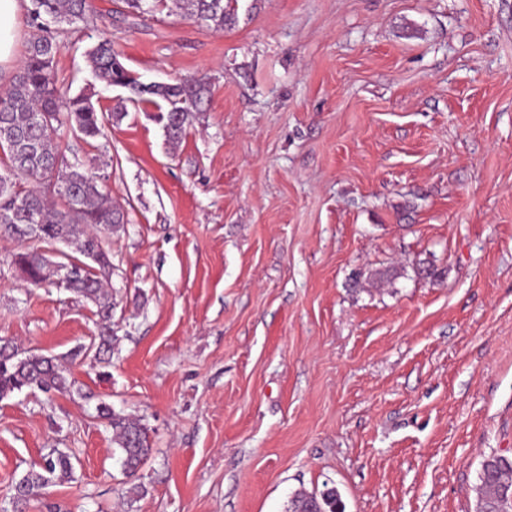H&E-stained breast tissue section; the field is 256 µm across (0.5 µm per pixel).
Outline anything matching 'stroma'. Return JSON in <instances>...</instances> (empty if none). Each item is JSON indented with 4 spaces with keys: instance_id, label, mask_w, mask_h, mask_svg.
<instances>
[{
    "instance_id": "stroma-1",
    "label": "stroma",
    "mask_w": 512,
    "mask_h": 512,
    "mask_svg": "<svg viewBox=\"0 0 512 512\" xmlns=\"http://www.w3.org/2000/svg\"><path fill=\"white\" fill-rule=\"evenodd\" d=\"M92 3L58 87L126 105L87 62L106 36L140 80L209 93L174 149L146 104L62 137L127 215L102 236L112 362L0 401V512L52 448L75 479L28 512H285L327 485L345 512H473L483 459L512 457V0H238L221 31ZM17 249L0 235V337L90 344L95 306ZM102 406L146 429L135 477Z\"/></svg>"
}]
</instances>
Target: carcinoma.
I'll return each mask as SVG.
<instances>
[{"instance_id":"carcinoma-1","label":"carcinoma","mask_w":512,"mask_h":512,"mask_svg":"<svg viewBox=\"0 0 512 512\" xmlns=\"http://www.w3.org/2000/svg\"><path fill=\"white\" fill-rule=\"evenodd\" d=\"M28 38L22 64L9 84L0 90V232L24 248L12 254V261L28 266L31 284L41 285L45 256L29 246L30 238L15 230L18 224L42 225L41 242L76 245L80 257L64 255L66 262L86 265L68 281L66 289L97 306L101 326L90 349L101 363L112 357V301L104 280L112 275V261L102 244L100 232H118L126 224L124 211L102 193L96 176L82 160L70 162L60 149L66 130L83 139L105 136L106 123H117L125 112L108 115L96 110L92 95L74 96L57 87L54 60L61 50L58 32L65 25L86 23L93 15L92 0H29ZM133 13L154 11L165 0H124ZM238 0H174L175 8L200 25L222 29L235 22ZM87 61L96 78L109 85L126 88L128 101L150 103L159 110V119L168 144H179L190 118L201 111L208 93L205 83L178 79L173 83L141 82L129 72L105 39L87 52ZM76 380L55 356H18L8 342L0 343V400L24 389L44 393L72 394ZM100 417L112 428L113 443L120 454L123 471L134 475L151 453L146 429L136 418L114 413L104 406ZM73 454L53 448L38 470L24 474L14 486L16 512L35 497L45 495L53 483L74 479ZM474 512H512V458L486 457L481 464ZM286 512H344L336 488L297 491Z\"/></svg>"}]
</instances>
